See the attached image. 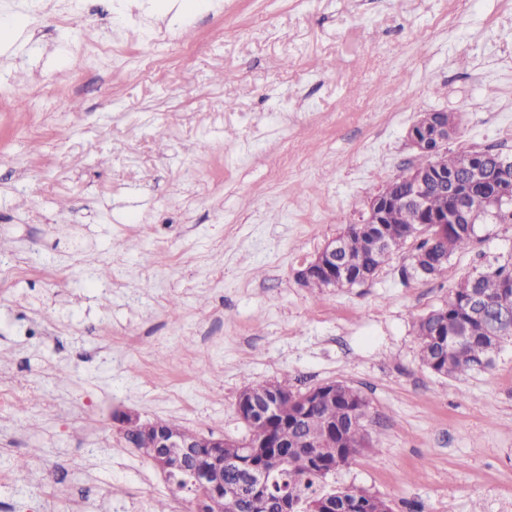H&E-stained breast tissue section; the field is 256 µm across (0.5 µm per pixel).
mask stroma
<instances>
[{"label": "stroma", "instance_id": "obj_1", "mask_svg": "<svg viewBox=\"0 0 512 512\" xmlns=\"http://www.w3.org/2000/svg\"><path fill=\"white\" fill-rule=\"evenodd\" d=\"M1 99L0 512H154L176 489L115 412L241 439L240 392L282 379L369 403L328 487L512 512V343L455 379L415 330L512 224L438 279L408 245L359 285L296 279L418 163L424 113L512 156V0H0Z\"/></svg>", "mask_w": 512, "mask_h": 512}]
</instances>
